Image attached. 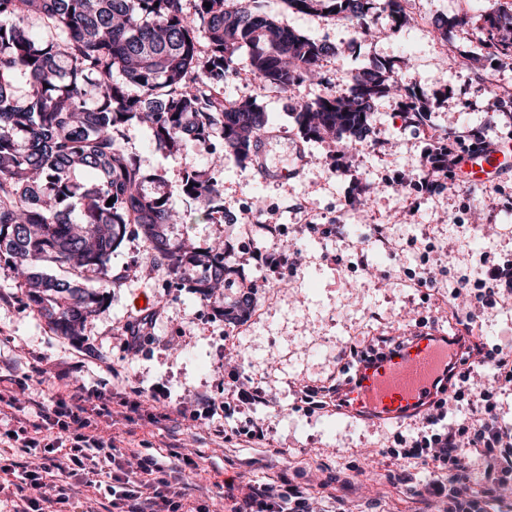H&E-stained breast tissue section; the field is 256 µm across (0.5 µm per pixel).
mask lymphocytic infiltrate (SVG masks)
<instances>
[{
	"mask_svg": "<svg viewBox=\"0 0 512 512\" xmlns=\"http://www.w3.org/2000/svg\"><path fill=\"white\" fill-rule=\"evenodd\" d=\"M54 379L56 386L39 403L36 419L18 416L11 430L0 431V494L15 499L14 512H45L48 503L56 512H67L75 486L91 484L102 474L110 481L108 512H208L205 504H189L184 479L150 449L124 451L115 436H104L118 414L104 389L86 386L74 365L55 371ZM478 397L483 417L418 435L400 452L428 471L413 495L447 502L448 512H486L512 485V430L493 419L494 392L482 389ZM265 401L259 387L235 380L226 396L204 401V417L215 421L218 436L228 442L238 431L220 425V417ZM11 448L19 449L23 460L8 456ZM475 471L481 475L476 483L471 480ZM231 512L314 510L307 489L285 480L246 485L233 497Z\"/></svg>",
	"mask_w": 512,
	"mask_h": 512,
	"instance_id": "1",
	"label": "lymphocytic infiltrate"
}]
</instances>
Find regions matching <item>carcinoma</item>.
Returning <instances> with one entry per match:
<instances>
[{"instance_id":"cac0c4a2","label":"carcinoma","mask_w":512,"mask_h":512,"mask_svg":"<svg viewBox=\"0 0 512 512\" xmlns=\"http://www.w3.org/2000/svg\"><path fill=\"white\" fill-rule=\"evenodd\" d=\"M210 3L211 7L204 6ZM306 13L327 12L369 31L372 11L407 21L402 0H285ZM256 0H0V263L22 279L27 299L61 336H80L104 305L112 253L126 232L149 243L154 266L213 303L224 320L247 311L226 308L216 288L228 286L224 252H200L168 235L174 212L165 195L149 192L138 157L115 133L145 125L159 149L195 142L214 155L211 137L242 166L254 163L269 115L252 99L224 101V78L248 71L278 90L322 75L335 49L258 10ZM203 29L198 49L187 5ZM487 47L507 56L512 15L489 14ZM27 90L15 94L17 76ZM400 93L418 122L422 95L392 65L362 69L349 92L298 104L291 118L309 141L336 138L342 147L363 142L375 98ZM183 193L210 204L215 176L189 174ZM78 200V205L71 203ZM112 205H106L108 199ZM46 262L73 275L38 272ZM206 275L189 277L194 268Z\"/></svg>"}]
</instances>
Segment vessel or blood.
I'll return each instance as SVG.
<instances>
[{"label":"vessel or blood","mask_w":512,"mask_h":512,"mask_svg":"<svg viewBox=\"0 0 512 512\" xmlns=\"http://www.w3.org/2000/svg\"><path fill=\"white\" fill-rule=\"evenodd\" d=\"M512 171L504 146L489 145L463 156L456 165L461 181L490 184ZM463 351L459 334L436 326L423 327L381 355L362 360L338 391L337 413L370 425H397L430 412L461 373Z\"/></svg>","instance_id":"vessel-or-blood-1"}]
</instances>
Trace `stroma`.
<instances>
[{
    "label": "stroma",
    "instance_id": "stroma-1",
    "mask_svg": "<svg viewBox=\"0 0 512 512\" xmlns=\"http://www.w3.org/2000/svg\"><path fill=\"white\" fill-rule=\"evenodd\" d=\"M259 3L266 14L339 52L322 81L306 80L289 91L243 75L224 80L226 99L255 100L281 129L269 141V159L285 177L262 178L256 168L225 156L219 209L209 214L181 190L187 173L208 172L203 149L193 143L173 153L157 149L142 126L121 133L148 177L146 189L166 193L183 215L182 223L170 226L171 237L201 249L223 247L225 264L240 278L224 289V304L251 285L245 330L225 343L226 324L212 304L192 289L169 287L165 273L146 262L145 242L129 235L111 260L125 280L107 287L105 305L78 337L57 335L28 305L18 276L0 268V360L20 372L34 365L50 373L80 366L87 385L109 384L117 400H134L139 390L158 392L159 400L144 402L134 424L117 419L111 432L123 436L124 447L151 446L168 466L175 463L171 449L185 450L199 464L187 476L191 496L210 512H228L227 482L259 485L284 474L312 485L315 512H447L443 503L409 495L407 482L426 477L420 462L389 454L399 437L424 430V420L375 426L330 408L310 412L300 391L336 384L351 346L403 337L422 326L447 327L452 311L457 331L471 329L488 347L512 350L511 283L492 288L489 307L452 297L462 279L512 264V172L493 185L446 180L432 192L421 186L430 133H452L465 147L477 131L488 143L512 146V70L496 75L491 93L485 68L472 58L486 35L485 16L512 14V0H410L417 24L397 29L377 11L373 34L364 39L338 17L302 13L286 0ZM439 14L468 21L443 37L429 22ZM408 60L414 63L409 81L426 96V124H414L398 99L384 95L374 104L371 133L360 151L342 155L336 141L301 137L290 117L298 103L346 93L350 76L372 62ZM258 195L265 218L287 227V234H239L240 225L253 221L247 207ZM315 224L339 230L317 239ZM374 224L383 227L391 251L374 239ZM271 254L287 255V266L265 264ZM422 266L435 274V283L408 286L405 268ZM143 298L153 315L150 339L131 353L124 332L141 316L137 303ZM233 373L262 388L269 402L228 423H261L264 442L244 436L224 442L205 419L165 420L172 403L184 402L192 411L202 398L220 396Z\"/></svg>",
    "mask_w": 512,
    "mask_h": 512
}]
</instances>
